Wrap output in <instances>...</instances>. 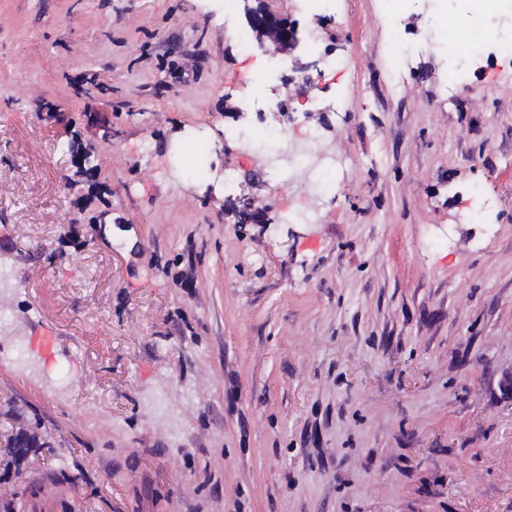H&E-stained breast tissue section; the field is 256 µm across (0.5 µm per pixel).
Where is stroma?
<instances>
[{"mask_svg":"<svg viewBox=\"0 0 512 512\" xmlns=\"http://www.w3.org/2000/svg\"><path fill=\"white\" fill-rule=\"evenodd\" d=\"M447 9L324 19L349 64L289 133L337 173L197 180L184 144L252 118L242 10L0 0V512H512V68L449 83ZM73 135L111 231L74 221ZM228 210L234 217L236 224L243 221L251 224L270 223L269 209H256L249 194H242L238 199L230 202Z\"/></svg>","mask_w":512,"mask_h":512,"instance_id":"obj_1","label":"stroma"}]
</instances>
